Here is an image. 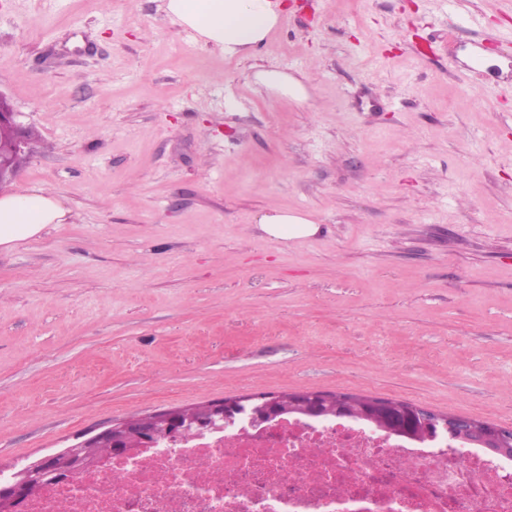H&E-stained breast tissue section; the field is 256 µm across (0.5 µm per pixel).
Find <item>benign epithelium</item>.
Returning a JSON list of instances; mask_svg holds the SVG:
<instances>
[{"instance_id":"7a95c632","label":"benign epithelium","mask_w":512,"mask_h":512,"mask_svg":"<svg viewBox=\"0 0 512 512\" xmlns=\"http://www.w3.org/2000/svg\"><path fill=\"white\" fill-rule=\"evenodd\" d=\"M18 116L19 113L0 95V127L11 131L8 148L0 150V191L16 176L13 157L27 153L30 144L27 129ZM289 409L314 418L338 414L335 399L317 392L293 394ZM247 410L250 411L249 419L253 425L271 421L284 412L277 395L213 402L191 425L182 419L185 409L171 408L115 423L75 446L42 456L20 468L0 465V512H17L21 500L38 492L44 472L74 477L101 467L104 457L98 453V448L104 445L121 454L134 450L147 440L167 447L190 434L200 435L231 426L235 423L233 414ZM402 414L427 429L442 424L450 440L463 438L504 456L512 452V428L488 425L466 415L437 413L419 405L407 408Z\"/></svg>"}]
</instances>
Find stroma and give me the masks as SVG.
Masks as SVG:
<instances>
[{
	"label": "stroma",
	"mask_w": 512,
	"mask_h": 512,
	"mask_svg": "<svg viewBox=\"0 0 512 512\" xmlns=\"http://www.w3.org/2000/svg\"><path fill=\"white\" fill-rule=\"evenodd\" d=\"M286 3L227 58L161 0H0L10 189L68 210L0 249V464L261 393L512 427V9ZM274 208L319 232L263 236ZM256 79L262 86L296 99H304L308 96V89L303 83L275 67L259 71ZM19 112H14L8 101L0 94V127L8 128L11 131V141L5 151L0 150V193L3 188L9 185L15 178L16 169L19 170L25 161V156L30 144L29 136L32 138L34 132L29 128V136L26 127L18 120ZM14 165L12 163L13 157ZM330 396L336 397V403L335 399ZM330 396L317 392L293 393V398L290 401V405L285 409L294 410L288 412V414H300L296 411H301L311 417L318 418L328 415H337L338 411L336 410V404L357 410L358 407H365L368 402L381 400L379 398L341 393L330 394ZM350 402H353L354 405H351Z\"/></svg>",
	"instance_id": "obj_1"
}]
</instances>
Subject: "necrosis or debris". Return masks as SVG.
<instances>
[{
  "instance_id": "1",
  "label": "necrosis or debris",
  "mask_w": 512,
  "mask_h": 512,
  "mask_svg": "<svg viewBox=\"0 0 512 512\" xmlns=\"http://www.w3.org/2000/svg\"><path fill=\"white\" fill-rule=\"evenodd\" d=\"M512 512V459L287 415L112 457L17 512Z\"/></svg>"
}]
</instances>
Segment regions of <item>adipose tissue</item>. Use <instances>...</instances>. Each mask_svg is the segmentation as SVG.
<instances>
[{
    "label": "adipose tissue",
    "instance_id": "adipose-tissue-1",
    "mask_svg": "<svg viewBox=\"0 0 512 512\" xmlns=\"http://www.w3.org/2000/svg\"><path fill=\"white\" fill-rule=\"evenodd\" d=\"M282 0H163L162 9L197 32L205 44L234 56L264 44L280 21ZM67 210L59 195L35 190L0 194V246L39 234L46 225L62 223ZM259 229L266 236L294 240L315 235L319 227L300 211L262 213Z\"/></svg>",
    "mask_w": 512,
    "mask_h": 512
}]
</instances>
